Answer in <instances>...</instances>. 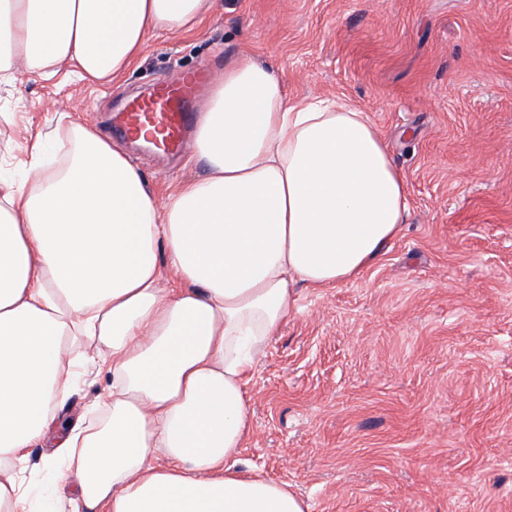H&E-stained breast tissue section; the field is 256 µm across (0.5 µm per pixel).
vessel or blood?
I'll return each instance as SVG.
<instances>
[{
	"label": "vessel or blood",
	"mask_w": 512,
	"mask_h": 512,
	"mask_svg": "<svg viewBox=\"0 0 512 512\" xmlns=\"http://www.w3.org/2000/svg\"><path fill=\"white\" fill-rule=\"evenodd\" d=\"M206 78V73L201 71L175 84L158 81L149 96L132 103L121 134L135 139L145 132L156 136L160 149L182 151L186 146V129L194 117L195 90Z\"/></svg>",
	"instance_id": "b4317fda"
}]
</instances>
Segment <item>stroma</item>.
Wrapping results in <instances>:
<instances>
[{"mask_svg":"<svg viewBox=\"0 0 512 512\" xmlns=\"http://www.w3.org/2000/svg\"><path fill=\"white\" fill-rule=\"evenodd\" d=\"M242 55L271 62L290 100L365 112L409 213L360 278L300 289L247 386L239 469L308 512H512V0H212L112 84L63 70L0 85V175L23 172L38 134L80 123L165 197L202 165L123 139L127 104ZM111 385L81 372L57 423L92 422Z\"/></svg>","mask_w":512,"mask_h":512,"instance_id":"1","label":"stroma"}]
</instances>
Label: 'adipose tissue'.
Returning <instances> with one entry per match:
<instances>
[{"instance_id": "adipose-tissue-1", "label": "adipose tissue", "mask_w": 512, "mask_h": 512, "mask_svg": "<svg viewBox=\"0 0 512 512\" xmlns=\"http://www.w3.org/2000/svg\"><path fill=\"white\" fill-rule=\"evenodd\" d=\"M208 0H0V84L15 67L109 83L163 30L189 32ZM40 135L22 178L0 177V512H306L284 483L237 468L251 431L255 355L299 288L355 280L396 239L407 186L365 113L292 103L269 64L242 56L209 95L202 177L158 199L93 128L65 160ZM166 251L177 287L161 285ZM109 351L108 410L51 428L78 339ZM31 448L37 469H16Z\"/></svg>"}]
</instances>
